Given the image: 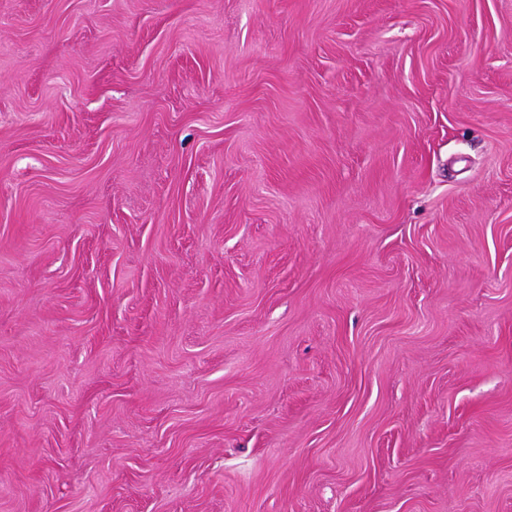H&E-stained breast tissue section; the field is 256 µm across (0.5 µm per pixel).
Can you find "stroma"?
<instances>
[{
    "label": "stroma",
    "mask_w": 512,
    "mask_h": 512,
    "mask_svg": "<svg viewBox=\"0 0 512 512\" xmlns=\"http://www.w3.org/2000/svg\"><path fill=\"white\" fill-rule=\"evenodd\" d=\"M0 512H512V0H0Z\"/></svg>",
    "instance_id": "1"
}]
</instances>
